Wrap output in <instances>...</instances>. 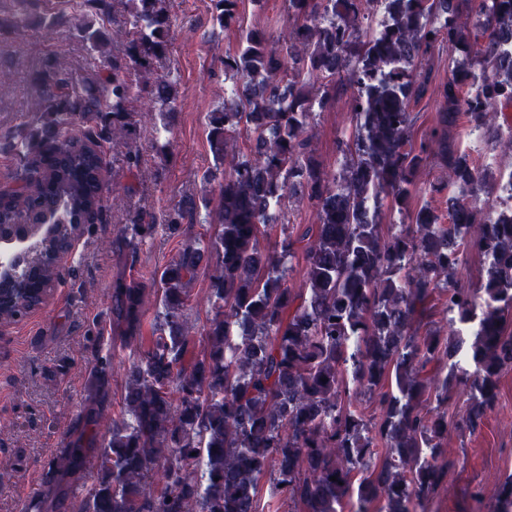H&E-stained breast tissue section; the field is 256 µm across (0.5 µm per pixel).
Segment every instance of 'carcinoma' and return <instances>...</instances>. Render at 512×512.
<instances>
[{"instance_id":"carcinoma-1","label":"carcinoma","mask_w":512,"mask_h":512,"mask_svg":"<svg viewBox=\"0 0 512 512\" xmlns=\"http://www.w3.org/2000/svg\"><path fill=\"white\" fill-rule=\"evenodd\" d=\"M128 2L127 60L112 61L108 78L89 73L78 83L49 62L36 76L46 92L40 117L5 144L19 164L0 204V233L37 237L22 259L32 287L0 278L6 323L47 302L75 219L109 201L102 142L134 125L127 75L152 84L160 112L176 101V83L155 77L171 29L166 0ZM212 2L219 26L240 31L238 50L224 57L231 97L208 116L214 167L230 163L219 184L220 229L188 241L159 276L113 289L112 320L129 330L139 326L146 290L158 310L127 375L128 418L100 444L97 482L80 512H260L267 475L271 495L296 512H429L452 464L453 391H467L464 426L474 433L512 367V207L482 202L493 186L451 134L465 123L480 137L486 109L512 106V63L497 47L498 31L512 29V0H286L293 25L277 43L240 25L242 0ZM83 7L103 18L112 3ZM380 7L387 19L364 33ZM75 30L88 51L102 52L104 33L92 22ZM444 47L463 61L440 86L444 106L432 127L415 139L412 106L430 84L422 61ZM344 90L356 125L336 177L307 127ZM78 122L87 130L68 135ZM243 134L245 150L227 160ZM431 159L451 183H429L430 200L414 207L416 174ZM451 185L458 194H448ZM287 197L313 208L317 223L282 225L270 248L267 228ZM440 198L446 224L433 205ZM385 199L408 223L379 224ZM200 201L186 194L158 215L134 212L116 248L132 257L158 226L186 232ZM473 243L487 262L475 289L456 279ZM299 254L305 278L295 288L288 276ZM202 267L211 317L197 344L185 310ZM360 396L376 413L354 405ZM85 454L69 448L52 468L74 475ZM158 464L163 486L152 493ZM490 512H512V477Z\"/></svg>"}]
</instances>
